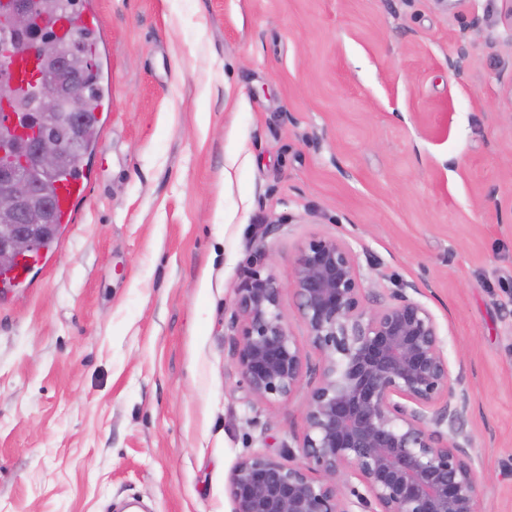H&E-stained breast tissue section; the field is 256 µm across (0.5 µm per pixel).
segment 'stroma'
Instances as JSON below:
<instances>
[{
  "label": "stroma",
  "mask_w": 512,
  "mask_h": 512,
  "mask_svg": "<svg viewBox=\"0 0 512 512\" xmlns=\"http://www.w3.org/2000/svg\"><path fill=\"white\" fill-rule=\"evenodd\" d=\"M83 7L112 103L71 223L0 290V512H230L235 464L280 457L305 410L249 405L237 290L281 282L320 364L290 285L323 235L365 293L422 288L468 386L481 508L512 512V5Z\"/></svg>",
  "instance_id": "stroma-1"
}]
</instances>
